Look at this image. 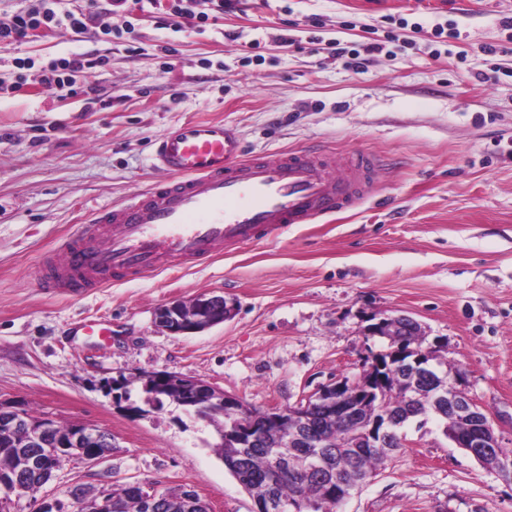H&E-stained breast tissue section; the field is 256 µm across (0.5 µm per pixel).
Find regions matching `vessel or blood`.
I'll use <instances>...</instances> for the list:
<instances>
[{"instance_id":"obj_1","label":"vessel or blood","mask_w":512,"mask_h":512,"mask_svg":"<svg viewBox=\"0 0 512 512\" xmlns=\"http://www.w3.org/2000/svg\"><path fill=\"white\" fill-rule=\"evenodd\" d=\"M153 163L166 180L85 221L59 255L40 262L41 288L80 295L174 264L206 263L224 247L355 206L381 168L370 156L327 161L312 148L248 159L221 121L183 123L158 141Z\"/></svg>"}]
</instances>
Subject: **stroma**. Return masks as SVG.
I'll return each mask as SVG.
<instances>
[{"label":"stroma","instance_id":"obj_1","mask_svg":"<svg viewBox=\"0 0 512 512\" xmlns=\"http://www.w3.org/2000/svg\"><path fill=\"white\" fill-rule=\"evenodd\" d=\"M320 18L322 40L382 44L355 73L321 46L283 47L277 30ZM409 23L387 43L392 19ZM512 0H242L205 33H173L154 15L122 11L136 52L108 47L88 82L98 103L46 90L38 65L96 48L93 33L24 40L0 51V82L17 57L27 83L0 98V403L60 425L109 432L114 448L90 466L66 460L39 497L72 486L142 482L185 487L210 512H256L214 450L209 420L173 403L118 398L112 380L140 372L202 379L262 411L286 408L337 380L356 381L384 350L367 335L406 315L423 349L487 413L512 448ZM423 23V31L412 28ZM460 38L436 41L433 24ZM259 29L262 61L227 31ZM500 47L487 58L486 46ZM224 121L247 156L316 148L360 150L388 163L372 195L319 224L234 246L210 262L95 289L49 295L39 258L96 209L148 189L155 142L191 121ZM224 296L230 318L204 332L168 334L165 304ZM111 322L106 344L83 335ZM403 447L336 512H512V483L478 464L435 421L405 426Z\"/></svg>","mask_w":512,"mask_h":512}]
</instances>
